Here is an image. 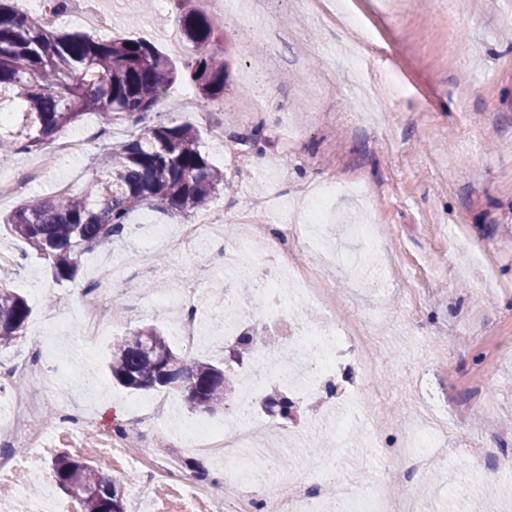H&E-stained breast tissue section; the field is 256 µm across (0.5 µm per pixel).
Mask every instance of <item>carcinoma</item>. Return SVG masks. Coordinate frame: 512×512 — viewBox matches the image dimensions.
<instances>
[{"mask_svg": "<svg viewBox=\"0 0 512 512\" xmlns=\"http://www.w3.org/2000/svg\"><path fill=\"white\" fill-rule=\"evenodd\" d=\"M180 35L192 45L191 81L206 109L224 93V62L214 50L215 24L189 10ZM182 77L176 64L144 39H102L86 33L57 32L0 0V112L13 115L0 125V157L41 150L65 128L89 113L101 125L143 122ZM96 174L80 191L35 196L23 201L4 223L42 259L54 278H75L81 258L112 241L141 210L168 214L197 212L224 187V169L201 149L199 130L188 124L158 121L145 135L108 144L95 157ZM31 317L27 300L0 286V347L26 335ZM254 346L250 331L235 339L228 360L182 353L164 334L138 328L113 342L112 378L133 392L178 393L186 412H211L232 393L243 354ZM264 409L282 422L295 419L296 407L278 390L268 393ZM51 478L66 493L75 489L82 512H127L117 480L96 461L65 452L51 454Z\"/></svg>", "mask_w": 512, "mask_h": 512, "instance_id": "cac0c4a2", "label": "carcinoma"}]
</instances>
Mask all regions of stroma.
Here are the masks:
<instances>
[{"label":"stroma","instance_id":"obj_1","mask_svg":"<svg viewBox=\"0 0 512 512\" xmlns=\"http://www.w3.org/2000/svg\"><path fill=\"white\" fill-rule=\"evenodd\" d=\"M506 0H333L329 14L302 0H222L213 12L226 79L218 107L180 108L194 93L182 78L160 110L178 123L208 131L223 123L256 173L226 170L232 191H217L224 204L225 247L250 236L240 222L258 176L274 192L265 223L297 224V186L336 178H365L364 195L331 203L330 227L300 258L324 267L326 287L343 300L337 323L366 321L380 347V371L359 382L342 368L327 400L298 404V421H312L308 436L291 444L287 472H304L316 453L312 438L329 447L335 432L347 444L334 469L364 483L381 470L390 448L406 447L423 408L447 416L450 433L436 448V461L411 484L366 485L385 492L390 504L424 501L428 512H512V9ZM108 37L155 42L179 67L192 60L186 41L169 37L178 28L182 0L143 9L142 0H86ZM266 21L279 47L268 51L247 38ZM394 73L401 93L389 92L379 73ZM100 122L88 114L79 130L91 135L84 153L64 160L59 140L37 158L48 176L31 194L79 191L90 178L91 159L102 144ZM263 127L266 144L249 140ZM185 215L143 210L122 237L86 254L77 278L57 283L48 265L0 224V249L17 265L9 288L32 308L29 342L0 350V365L28 356L30 343L49 348L38 378L44 391H67L73 409L100 426L127 421L134 396L113 383L109 353L100 347L94 375H77L86 362L80 316L82 291L101 269L119 278L106 289L115 305L112 337L155 326L172 336L166 314L154 303L157 289L172 287L173 271L186 267L201 282L207 310L222 307L217 288L248 297L249 283L264 263L243 256L232 270L191 256L167 253L159 226L175 232ZM375 227L378 245L368 263L340 264V253L361 251L352 225ZM365 384L368 405L356 417L344 409L347 396Z\"/></svg>","mask_w":512,"mask_h":512}]
</instances>
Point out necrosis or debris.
<instances>
[{"mask_svg": "<svg viewBox=\"0 0 512 512\" xmlns=\"http://www.w3.org/2000/svg\"><path fill=\"white\" fill-rule=\"evenodd\" d=\"M258 236L269 240L268 258L294 283L285 293L276 287L254 291L258 318L280 332V352L269 357L255 351L251 368L237 378L235 412L225 417L223 425L189 420L182 426L184 436L195 447L223 458V483L198 478L184 468L180 458L152 453L150 441L160 432L157 404L139 405L119 432L74 414L61 400L56 403L54 416H47L43 396L28 383L40 360L39 353L33 352L11 364L8 374L13 382L0 397V512H79L76 499L59 498L48 487L33 497L12 479L23 463L41 470L42 449L55 444L77 453L98 449L113 477L127 482L130 502L145 506L147 512H300L304 506L310 512H333L335 502L346 504L355 498L356 485L341 478L330 479L323 463H313L308 475L276 481L262 476L250 457L241 452L256 422L252 408L268 385L285 384L305 401L314 400L336 375L345 336L357 340L352 361L358 374L363 376L374 369L370 339L353 325L344 331L337 329L335 296L314 287V272L294 255L290 241L298 236L296 225L284 224L273 230L264 224ZM203 239L223 242V206L204 208L192 223L181 225L178 235L168 241L167 250L172 255L190 253ZM310 302L325 312L324 319L315 324L301 317L303 306ZM79 306L83 334L95 338L102 326L110 323L112 307L95 285L84 290ZM19 448L31 449V456L19 460L15 454ZM154 485L162 486L161 494L151 493Z\"/></svg>", "mask_w": 512, "mask_h": 512, "instance_id": "obj_1", "label": "necrosis or debris"}]
</instances>
